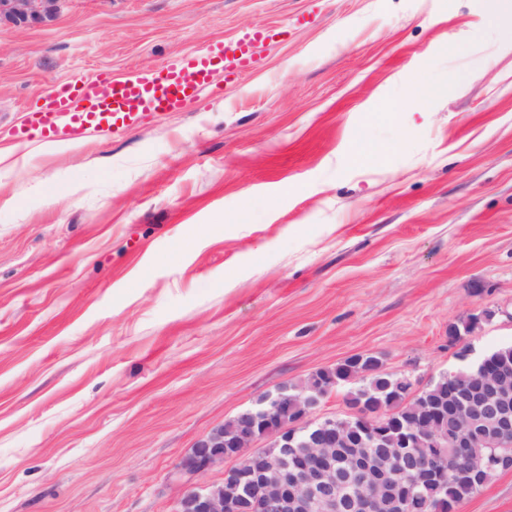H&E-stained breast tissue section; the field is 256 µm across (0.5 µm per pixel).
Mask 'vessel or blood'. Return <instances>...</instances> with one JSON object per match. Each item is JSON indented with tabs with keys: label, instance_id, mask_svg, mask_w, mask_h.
I'll return each mask as SVG.
<instances>
[{
	"label": "vessel or blood",
	"instance_id": "vessel-or-blood-1",
	"mask_svg": "<svg viewBox=\"0 0 512 512\" xmlns=\"http://www.w3.org/2000/svg\"><path fill=\"white\" fill-rule=\"evenodd\" d=\"M268 29L220 40L203 53H178L157 69L117 77L102 70L78 81L53 84L40 105L26 112L15 134L22 142H78L90 131L110 133L148 115L182 112L229 77L249 71Z\"/></svg>",
	"mask_w": 512,
	"mask_h": 512
}]
</instances>
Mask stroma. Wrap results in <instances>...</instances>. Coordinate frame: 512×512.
I'll use <instances>...</instances> for the list:
<instances>
[{"instance_id": "stroma-1", "label": "stroma", "mask_w": 512, "mask_h": 512, "mask_svg": "<svg viewBox=\"0 0 512 512\" xmlns=\"http://www.w3.org/2000/svg\"><path fill=\"white\" fill-rule=\"evenodd\" d=\"M485 13L63 0L0 22V512H175L180 459L260 396L354 354L428 387L472 316L469 363L512 346V52ZM262 28L289 35L188 111L15 139L59 80ZM459 512H512V469Z\"/></svg>"}]
</instances>
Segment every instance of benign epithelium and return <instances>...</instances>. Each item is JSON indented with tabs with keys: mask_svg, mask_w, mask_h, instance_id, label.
<instances>
[{
	"mask_svg": "<svg viewBox=\"0 0 512 512\" xmlns=\"http://www.w3.org/2000/svg\"><path fill=\"white\" fill-rule=\"evenodd\" d=\"M62 0H0V21L21 22L44 16H53ZM311 393L310 403L294 405L293 419H288V396L274 400L269 409L252 413V418L264 416L271 422H280L272 430L257 431L250 427L241 429L229 441L236 449L224 453V427L219 426L197 441L186 455L180 469L200 476L226 459L238 464L224 474L221 484H207L189 488L179 501V512H242L245 498L240 493L244 484L257 490L256 499L265 512H343L347 499L342 494V484L336 469L327 464L335 452L332 436L336 434V418L322 420L324 438H312L306 446L307 454L288 462L270 458L254 441L263 438L274 448H294L300 433L314 424L312 415L321 401L330 393V387L318 382L306 388ZM458 413L463 417L465 428L481 429L486 442L494 446L512 435V389L503 388L480 402L473 401L465 392ZM349 416L359 423L361 440L382 449V453L370 464L375 474L362 476V484L353 494L358 512H380L389 495L400 498L402 512H413L414 486L402 479L394 468V462L406 455L411 456L420 469V483L440 485L448 481V475L475 478L490 466L486 459L469 458L468 440L462 428L453 424L448 430L439 427L434 419L419 422L411 437L403 442L390 437L389 426L393 411L376 404L360 403L349 407Z\"/></svg>",
	"mask_w": 512,
	"mask_h": 512,
	"instance_id": "7a95c632",
	"label": "benign epithelium"
}]
</instances>
